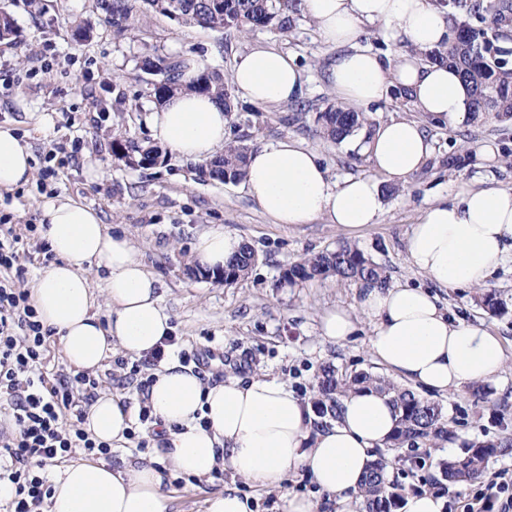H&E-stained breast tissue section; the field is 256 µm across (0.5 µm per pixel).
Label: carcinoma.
I'll return each instance as SVG.
<instances>
[{"instance_id": "1", "label": "carcinoma", "mask_w": 512, "mask_h": 512, "mask_svg": "<svg viewBox=\"0 0 512 512\" xmlns=\"http://www.w3.org/2000/svg\"><path fill=\"white\" fill-rule=\"evenodd\" d=\"M448 8V16L455 19L448 46L426 54L431 62L446 63L459 72L469 90L468 109L472 121L486 113H493L502 123L512 121V64L503 58L497 45L500 37L512 30V0H440ZM292 6L290 0H96V8L105 16L116 32L134 39L140 32V14L152 12L177 18L213 31L235 29L247 32L253 28L278 25L285 31L291 27L289 18L279 12ZM141 69L159 76L163 85L152 88L156 102L182 91L191 90L209 94L231 112V96L224 85L223 75L208 70L207 76L197 77L188 84L180 82L182 61L176 58L146 57ZM363 113L343 105L318 112L319 135L344 141L363 126ZM122 157L138 166L164 163L168 152L158 146L141 145L129 141L121 148ZM248 147L239 141L224 145V152L205 164L198 165V174L220 182H236L245 175ZM256 261L255 252L247 245L241 247L224 267V284L231 285L245 277ZM317 277L360 281L367 285L387 284L383 266L365 257L355 246L341 245L333 251L306 256L286 267L281 283L294 285ZM475 301L485 310L497 313L505 308L494 294L479 292ZM318 399L314 402L317 414L330 420L337 419L340 400L356 388H368L387 394L398 410L396 428L387 447L401 448L430 443L438 446L451 441L455 433L443 407L414 391L399 386L387 378L369 372L348 375L332 365H326L317 376ZM506 442L473 441L464 454L444 458L438 462L443 481L455 488L480 480L491 458ZM389 459L381 454L364 476L358 497L362 512H386L405 488L388 480Z\"/></svg>"}]
</instances>
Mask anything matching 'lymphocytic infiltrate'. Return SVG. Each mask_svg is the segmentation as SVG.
I'll list each match as a JSON object with an SVG mask.
<instances>
[{
  "label": "lymphocytic infiltrate",
  "instance_id": "obj_1",
  "mask_svg": "<svg viewBox=\"0 0 512 512\" xmlns=\"http://www.w3.org/2000/svg\"><path fill=\"white\" fill-rule=\"evenodd\" d=\"M35 230L32 224H0V399L13 423L0 431V482L13 488L0 512H33L50 495L44 466L79 453L112 456L110 444L95 441L83 427L96 379L78 373L52 381L43 371L53 331L43 328L27 291L14 281ZM448 507L512 512V469L495 470L475 492L456 494Z\"/></svg>",
  "mask_w": 512,
  "mask_h": 512
}]
</instances>
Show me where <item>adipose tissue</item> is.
I'll use <instances>...</instances> for the list:
<instances>
[{
    "label": "adipose tissue",
    "instance_id": "obj_1",
    "mask_svg": "<svg viewBox=\"0 0 512 512\" xmlns=\"http://www.w3.org/2000/svg\"><path fill=\"white\" fill-rule=\"evenodd\" d=\"M305 14L324 39L344 46L332 67V84L350 105L368 107L403 88L416 109L452 126L469 120V92L452 67L426 61L427 52L449 37L448 11L436 0H302ZM379 24L387 36L405 41L409 52L390 60L359 47L363 25ZM305 77L288 53L254 47L239 55L232 84L243 99L284 105L302 94ZM147 120L156 142L203 164L226 142L229 116L214 97L182 91L153 107ZM363 151L372 174L333 180L313 148L287 136L249 150L243 185L261 212L276 224H308L318 218L345 229L377 223L384 212L381 180L398 184L431 157L433 146L412 119L380 123ZM32 154L15 131L0 127V190L32 177ZM46 236L57 260L30 284L37 318L53 329L65 361L96 372L113 350L145 356L172 332L157 278L146 269L126 234L110 233L94 209L67 198L41 205ZM242 246L223 230L203 234L196 245L200 264L223 267ZM412 266L439 288H468L485 282L512 255V189L467 188L428 206L407 240ZM105 270L93 290L87 264ZM107 318H99L98 304ZM372 321L374 359L428 391L444 394L493 380L505 363L501 340L482 326L449 315L439 297L399 284L362 291L358 311L324 313L320 335L338 344L353 336L358 316ZM147 406L160 422V446L150 460L122 469L78 459L51 477L47 512H167L166 474L186 478L228 467L258 488H281L291 468H305L319 492L349 508L374 461V451L392 434L398 414L389 396L373 390L349 392L332 426H315L311 409L287 383L267 375L249 382L227 377L210 386L176 359L154 374ZM135 411L110 391H99L85 430L119 447Z\"/></svg>",
    "mask_w": 512,
    "mask_h": 512
}]
</instances>
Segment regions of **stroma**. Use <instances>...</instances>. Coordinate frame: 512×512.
Segmentation results:
<instances>
[{
	"label": "stroma",
	"instance_id": "1",
	"mask_svg": "<svg viewBox=\"0 0 512 512\" xmlns=\"http://www.w3.org/2000/svg\"><path fill=\"white\" fill-rule=\"evenodd\" d=\"M0 11L9 13L18 29L16 40L0 41V127H12L29 145L35 171L50 167L57 172L47 183L34 178L0 193V216L9 215L14 224H37L43 199L64 196L98 211L111 232L127 234L139 259L159 279L163 303L172 314L175 342L168 354L216 351L211 367L198 371L208 384L262 373L287 382L309 403L323 365L349 374L381 373L369 350V322H361L354 336L336 345L324 341L319 331L325 310L357 305L360 283L328 277L289 286L280 282L283 269L301 257L351 244L384 266L390 283L429 287L427 277L411 266L406 250L411 226L421 212L465 185L512 188V124L490 115L453 127L424 121L412 103L393 97L366 112L364 127L343 143L318 136L317 112L340 102L331 68L342 49L326 43L303 13L293 14L288 31L267 27L246 33L211 31L151 14L142 18L138 37L130 40L116 36L96 0H41L37 12L29 0H0ZM81 23L90 28L89 39L76 36ZM257 45L290 54L303 69L306 83L300 102L305 108L235 98L227 139L253 148L294 136L314 147L329 175L339 180L371 174L361 145L378 123L392 118L424 121L433 154L403 184L382 183L384 213L378 223L355 232L322 218L309 224H275L241 183L200 178L193 161L173 154L167 163L140 167L115 153V145L129 139L144 145L153 141L146 121L155 104L150 94L153 77L140 68L144 57L192 55L201 67L227 77L236 57ZM34 112L52 115L53 125L36 129L30 119ZM55 143L63 145V152L51 153ZM486 144L496 147L495 162L480 165L471 156L463 168L449 167V155ZM213 229L237 235L258 257L237 283L227 285L198 273L196 239ZM484 289L505 301L504 311L492 314L477 306L470 288H441L437 294L451 313L489 327L500 337L505 366L487 384V399H478L467 386L439 396L456 437L439 448L421 446L417 455L422 466L411 464L408 450H388L393 461L388 478L407 491H423L437 473L435 460L461 455L467 443L512 438L511 259L498 265ZM153 371L149 358L118 353L105 361L96 378L102 388L136 406L141 386ZM227 485L254 496L256 512H284L289 494L313 498L317 512H336L332 500L317 493L301 468L291 470L282 490L273 493L256 489L227 469L193 481L172 475L166 486L169 512H202L205 498Z\"/></svg>",
	"mask_w": 512,
	"mask_h": 512
}]
</instances>
